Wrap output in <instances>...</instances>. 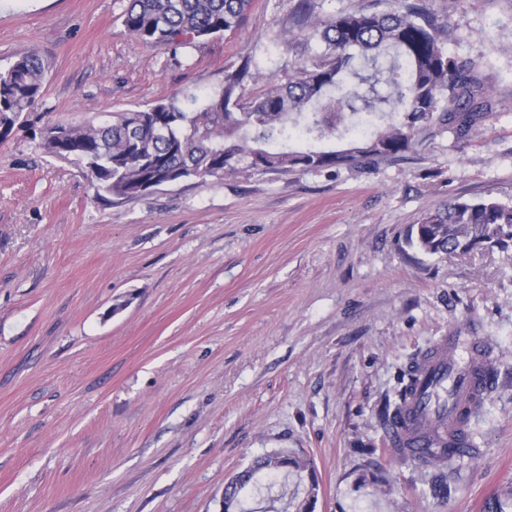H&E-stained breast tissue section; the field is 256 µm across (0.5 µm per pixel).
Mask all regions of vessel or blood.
Returning <instances> with one entry per match:
<instances>
[{
	"label": "vessel or blood",
	"mask_w": 512,
	"mask_h": 512,
	"mask_svg": "<svg viewBox=\"0 0 512 512\" xmlns=\"http://www.w3.org/2000/svg\"><path fill=\"white\" fill-rule=\"evenodd\" d=\"M432 358L419 361L409 380L403 421L391 434L392 456L414 460L427 443L414 426L437 427L452 448L467 447L462 436L488 393L485 374L491 366L487 342L479 336L454 333L433 346Z\"/></svg>",
	"instance_id": "vessel-or-blood-1"
}]
</instances>
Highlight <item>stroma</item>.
<instances>
[{
  "label": "stroma",
  "mask_w": 512,
  "mask_h": 512,
  "mask_svg": "<svg viewBox=\"0 0 512 512\" xmlns=\"http://www.w3.org/2000/svg\"><path fill=\"white\" fill-rule=\"evenodd\" d=\"M300 3L254 0L240 30L173 53L125 30L128 0H0V70L50 62L0 141V512H223L226 478L281 448L312 461L316 512H512V248L405 242L456 198L512 201V0H425L495 101L466 141L435 126L372 164L115 203L42 147L49 124L218 91L249 56L242 94H262L324 49ZM455 328L485 338L495 384L437 498L433 469L390 455L382 409ZM257 482L248 512L307 487Z\"/></svg>",
  "instance_id": "stroma-1"
}]
</instances>
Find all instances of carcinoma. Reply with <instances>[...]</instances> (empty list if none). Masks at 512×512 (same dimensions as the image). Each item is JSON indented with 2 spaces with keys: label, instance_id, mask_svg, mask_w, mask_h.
Listing matches in <instances>:
<instances>
[{
  "label": "carcinoma",
  "instance_id": "1",
  "mask_svg": "<svg viewBox=\"0 0 512 512\" xmlns=\"http://www.w3.org/2000/svg\"><path fill=\"white\" fill-rule=\"evenodd\" d=\"M253 0H129L122 15L127 31L151 47L173 52L239 30ZM303 0L299 22L325 44L308 63L269 77L266 91L241 98L256 77L250 61L224 75L222 90L201 100L174 95L143 108L54 124L41 132L48 153L85 163L97 194L131 200L158 186L191 178L295 172L356 166L409 151L419 133L436 124L467 140L493 109L473 61L448 55V22L422 0H393L381 11L341 13L309 22ZM50 71L38 51L18 56L0 71V141L36 103ZM382 120L367 134L363 126ZM351 136L342 150L312 141ZM407 244L440 255L475 243L512 246V202L494 197L455 199L409 227ZM457 457L442 452L431 467L441 470L435 488L447 489L444 470ZM288 474L314 471L311 462L286 451L258 458L244 470Z\"/></svg>",
  "mask_w": 512,
  "mask_h": 512
}]
</instances>
